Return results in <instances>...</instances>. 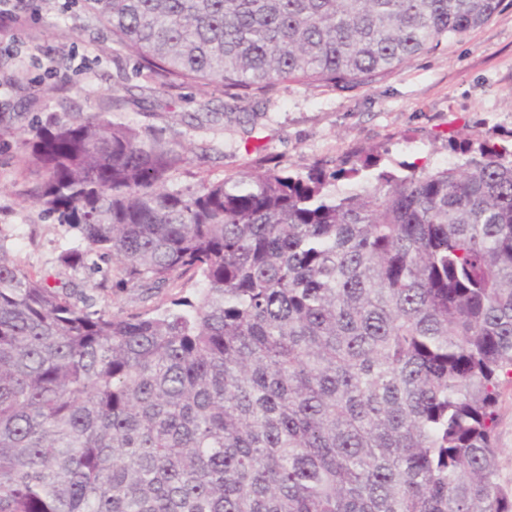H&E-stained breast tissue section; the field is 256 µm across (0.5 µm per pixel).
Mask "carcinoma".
<instances>
[{"label":"carcinoma","instance_id":"1","mask_svg":"<svg viewBox=\"0 0 512 512\" xmlns=\"http://www.w3.org/2000/svg\"><path fill=\"white\" fill-rule=\"evenodd\" d=\"M502 0H83L168 83L244 98L348 86ZM36 202L119 283L201 278L114 313L0 245V512H512V159L378 177L245 171L170 187L186 149L103 112L21 142ZM500 483L512 490V386L505 385L499 399L497 426Z\"/></svg>","mask_w":512,"mask_h":512}]
</instances>
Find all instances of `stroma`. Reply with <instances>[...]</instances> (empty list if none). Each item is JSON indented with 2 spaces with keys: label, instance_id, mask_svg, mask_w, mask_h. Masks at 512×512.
Here are the masks:
<instances>
[{
  "label": "stroma",
  "instance_id": "35a3bbf8",
  "mask_svg": "<svg viewBox=\"0 0 512 512\" xmlns=\"http://www.w3.org/2000/svg\"><path fill=\"white\" fill-rule=\"evenodd\" d=\"M0 113H24L20 126L0 125V245L32 273L80 285L102 283L97 296L113 311L170 306L196 300L199 278L172 275L154 295L121 287L109 264L88 253L83 266H61L70 249L86 251L79 230L61 223L34 199L44 180L26 165L19 137L33 138L51 122L79 112H103L182 143L188 163L175 172L176 188L220 182L246 169L276 165L302 172L357 161L374 150L379 172L406 176L448 163L463 164L452 151L461 141L512 144V0L466 36L442 42L398 70L350 87L295 82L239 98L221 84L169 85L143 69L79 0L41 7L25 0L19 20L0 32ZM500 483L512 490V386H504L498 409Z\"/></svg>",
  "mask_w": 512,
  "mask_h": 512
}]
</instances>
